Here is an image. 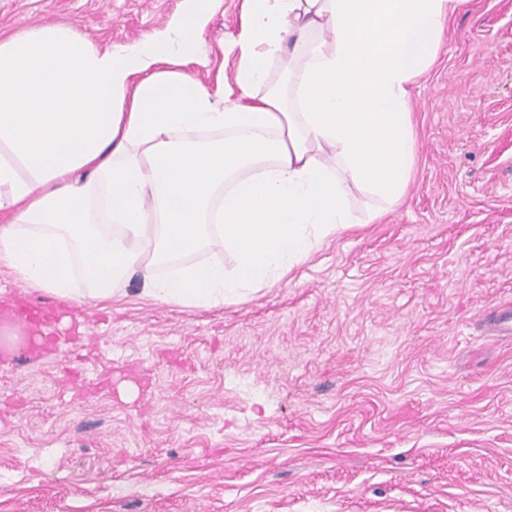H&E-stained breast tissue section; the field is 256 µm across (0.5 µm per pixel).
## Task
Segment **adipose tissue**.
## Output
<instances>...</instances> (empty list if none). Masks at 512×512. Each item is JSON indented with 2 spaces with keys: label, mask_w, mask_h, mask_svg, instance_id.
I'll return each mask as SVG.
<instances>
[{
  "label": "adipose tissue",
  "mask_w": 512,
  "mask_h": 512,
  "mask_svg": "<svg viewBox=\"0 0 512 512\" xmlns=\"http://www.w3.org/2000/svg\"><path fill=\"white\" fill-rule=\"evenodd\" d=\"M186 2L130 45L55 25L0 39V266L24 287L101 304L134 281L219 306L358 223L353 188L381 199L379 217L403 201L412 85L464 0H246L229 86L188 73L210 12ZM215 242L232 266L183 264Z\"/></svg>",
  "instance_id": "obj_1"
}]
</instances>
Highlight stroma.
I'll return each mask as SVG.
<instances>
[{"label":"stroma","instance_id":"stroma-1","mask_svg":"<svg viewBox=\"0 0 512 512\" xmlns=\"http://www.w3.org/2000/svg\"><path fill=\"white\" fill-rule=\"evenodd\" d=\"M185 0H0V38L46 24L99 47ZM204 64L232 82L245 0H211ZM401 205L287 280L194 309L52 306L49 347L0 354V512H512V0H467L417 81ZM128 371L112 396L86 372Z\"/></svg>","mask_w":512,"mask_h":512}]
</instances>
